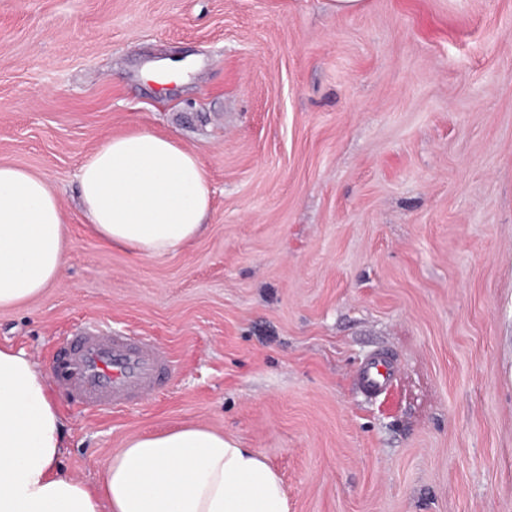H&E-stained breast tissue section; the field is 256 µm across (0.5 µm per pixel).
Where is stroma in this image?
I'll use <instances>...</instances> for the list:
<instances>
[{
    "label": "stroma",
    "mask_w": 512,
    "mask_h": 512,
    "mask_svg": "<svg viewBox=\"0 0 512 512\" xmlns=\"http://www.w3.org/2000/svg\"><path fill=\"white\" fill-rule=\"evenodd\" d=\"M142 130L211 190L205 234L155 259L77 197L84 159ZM0 164L69 226L0 344L48 373L95 318L174 360L112 413L54 390L63 473L95 486L130 437L198 424L261 452L289 512H512V0H0ZM392 376V366L386 359L373 360L360 373L359 381L367 389L381 392L387 388Z\"/></svg>",
    "instance_id": "35a3bbf8"
}]
</instances>
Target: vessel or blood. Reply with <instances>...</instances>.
Masks as SVG:
<instances>
[{"instance_id":"obj_1","label":"vessel or blood","mask_w":512,"mask_h":512,"mask_svg":"<svg viewBox=\"0 0 512 512\" xmlns=\"http://www.w3.org/2000/svg\"><path fill=\"white\" fill-rule=\"evenodd\" d=\"M172 369L169 351L151 337L113 334L94 321L63 338L54 362L58 386L85 410L124 408L163 387ZM391 376L390 362L374 360L363 368L359 381L380 392Z\"/></svg>"}]
</instances>
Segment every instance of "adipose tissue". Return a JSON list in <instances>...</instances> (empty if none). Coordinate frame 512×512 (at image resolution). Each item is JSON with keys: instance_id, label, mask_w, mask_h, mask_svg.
I'll use <instances>...</instances> for the list:
<instances>
[{"instance_id": "ef3b65f1", "label": "adipose tissue", "mask_w": 512, "mask_h": 512, "mask_svg": "<svg viewBox=\"0 0 512 512\" xmlns=\"http://www.w3.org/2000/svg\"><path fill=\"white\" fill-rule=\"evenodd\" d=\"M86 226L139 258L203 235L210 190L196 154L141 131L106 140L78 173ZM58 195L40 175L0 164V310L41 296L67 264ZM65 422L24 350L0 346V512H288L261 452L198 425L139 434L107 461L97 486L62 474Z\"/></svg>"}]
</instances>
